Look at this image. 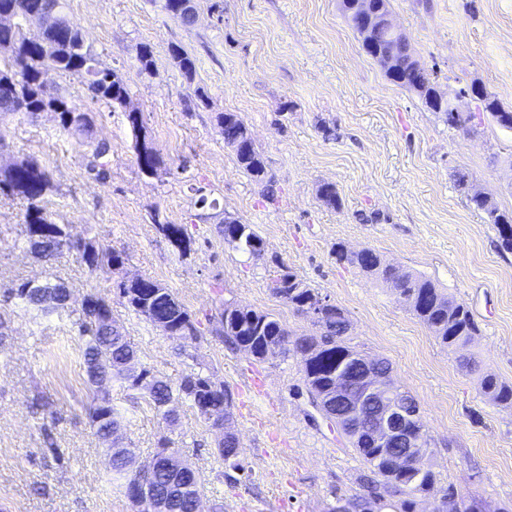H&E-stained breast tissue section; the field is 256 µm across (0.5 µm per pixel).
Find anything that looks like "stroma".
I'll list each match as a JSON object with an SVG mask.
<instances>
[{"label":"stroma","instance_id":"35a3bbf8","mask_svg":"<svg viewBox=\"0 0 512 512\" xmlns=\"http://www.w3.org/2000/svg\"><path fill=\"white\" fill-rule=\"evenodd\" d=\"M214 2L196 0L198 17L185 23L165 0H67L86 43L125 79L170 174L144 175L123 108L59 73L50 75L53 88L90 113L97 137L111 145L106 181L88 173V146L60 130L53 114L0 116L8 141L1 156L36 158L51 176L50 218L92 225L97 243L125 258L120 269L98 274L66 250L40 261L21 233L25 200L0 194V293L26 280L59 279L72 292L62 313L0 302L7 323L0 512H139L89 417L95 390L72 313L90 292L110 305L141 366L172 382L200 368L230 392L235 472L189 402H179L170 426L143 391L107 385L138 462H149L165 435L202 474L203 512H330L337 499L363 495L368 468L313 407L300 356L260 361L222 335L229 302L270 313L294 334L316 335L308 316L271 291L286 269L346 312L357 350L391 363L395 381L420 405L440 484L464 501L512 512V406L480 392L488 374L512 383V253L499 249L496 227L456 187L457 173H466L512 211V130L488 116L468 134L449 128L365 53L338 0H224L218 10ZM390 9L438 90L477 83L512 106V0H390ZM143 44L153 50L156 74L140 70ZM174 46L195 58L194 78L175 65ZM199 89L205 100L196 98ZM224 112L239 113L251 130L270 184L239 168L218 122ZM324 183L335 185L339 208L319 197ZM202 196L216 208L200 209ZM155 212L184 226L190 254L180 256L156 230ZM228 215L262 238L261 256L225 242L219 227ZM339 245L373 249L467 306L481 329L465 350L476 368L460 367L393 288L337 264ZM133 275L170 288L191 314L196 338L175 341L136 314L117 288Z\"/></svg>","mask_w":512,"mask_h":512}]
</instances>
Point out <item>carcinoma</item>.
Wrapping results in <instances>:
<instances>
[{"label": "carcinoma", "instance_id": "1", "mask_svg": "<svg viewBox=\"0 0 512 512\" xmlns=\"http://www.w3.org/2000/svg\"><path fill=\"white\" fill-rule=\"evenodd\" d=\"M7 10L16 15L15 27L0 28V46L15 47V60L12 70L0 68V112L3 114L24 113L31 115L28 108H40L58 103L61 112L57 115L58 126L64 131H72L89 141L91 157L88 172L98 179L107 175L109 142L95 136L94 120L88 119L81 125L69 124L68 114L77 106L66 97L45 99L42 96L39 78L45 66L69 77L77 79L86 86L92 97L110 104L121 105L129 98L126 81L114 70L104 66L96 53H87L80 48L81 33L77 23L68 15L66 0H0V11ZM46 16L51 25L41 36H29L26 31V19L29 16ZM176 65L189 80L193 79L195 60L183 49L171 48ZM411 54L406 45L395 47L396 75L389 76L397 85L415 91L425 107L441 115L451 127L465 133L471 131L481 114L488 113L495 122L504 128L512 129V107H504L496 98L482 92L481 112L448 113V105L435 103L430 98L432 81L430 74L415 66L409 60ZM140 71L156 74L154 54L150 46L143 45L139 52ZM135 136V151L139 169L149 167L159 174L170 173L159 156L141 152L140 134L144 130L141 115L138 112L127 114ZM224 134V142L229 144L236 157L237 164L253 181L262 183L267 179L265 161L257 151L250 136V129L236 112H224L219 116ZM7 191L11 195L25 199L28 207L24 216V238L33 246L42 243L45 251L54 253L57 247L65 245L72 251L82 242L92 246L97 252L96 264L88 265L90 272L96 274L105 270L121 267L125 258L122 252L109 247L97 246L92 240V227L87 225L77 231L71 224L53 222L44 207L47 196L54 191V185L46 168L33 157L17 162L8 171L0 169V193ZM487 224L496 226L501 240V248L512 252V213L501 210L494 202L479 207ZM151 219L158 230L181 253L190 250V239L181 224H169L159 218V211H153ZM222 233L226 237H238V246L250 253L261 252L262 238L248 224L239 221L225 224ZM336 261L359 268L376 280L398 291L399 299L413 315L433 334L436 340L446 348L460 349L480 334L479 325L472 313L444 294L433 281L423 275L401 272L385 264L380 255L372 249L360 253L348 252L344 248L336 249ZM26 283L4 292V301L19 298L41 310L44 295L52 291L51 284L43 288H32L24 292ZM271 290L296 311L305 312L309 302L317 301L320 296L308 287L297 275L285 271L271 281ZM131 293L128 305L154 326L166 323L178 332L196 333L191 315L185 306L174 296L169 288L160 282L143 277L140 281L127 286ZM78 335L83 340L82 358L89 380L94 384L112 378L121 379L132 388L146 391L154 408L163 412L172 403L185 400L195 409L203 421L213 408L220 407L225 414L230 413L231 395L224 384L214 381L212 374L191 369L183 374L177 383L153 374L151 370L136 369L137 350L127 340L123 328L117 322L108 325L90 320L85 311H80L73 321ZM350 322L341 308L329 310L327 319L321 327L320 337L294 336L285 324L269 313L243 307L233 312L222 323L225 339L239 350L249 349L253 357L267 359L266 346L279 339L286 341L280 351L283 356L292 351L298 353L315 347L316 354L310 360L303 361L304 383L313 398H319L327 388L335 385L336 372H342L350 380L349 395L359 392L358 355L359 352L347 338ZM481 392L495 405L512 404V384L487 375L481 381ZM89 414L96 434L105 439L108 433L119 429V416L112 407L109 395L100 394L94 398ZM362 460L368 465L372 476L366 479L367 494L354 498L353 510L365 503L370 508L379 509L386 498L395 500L396 512H413L418 496H430L438 486L437 476L430 468L423 470L403 463L396 465L393 448H366L352 442ZM161 451L155 455L152 484L158 494L167 497L175 512H194L195 500L201 474L182 458L181 450L174 442L163 436L159 440ZM239 442L237 438H226L218 445V453L232 469H239L236 462ZM112 470L125 476L123 485L125 495L132 499L139 491V476L132 469V461L112 453Z\"/></svg>", "mask_w": 512, "mask_h": 512}]
</instances>
